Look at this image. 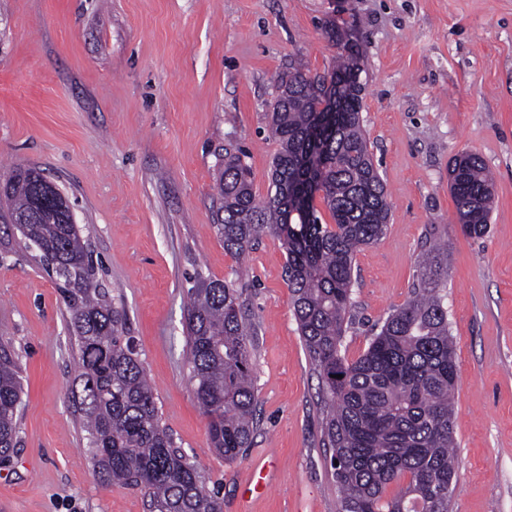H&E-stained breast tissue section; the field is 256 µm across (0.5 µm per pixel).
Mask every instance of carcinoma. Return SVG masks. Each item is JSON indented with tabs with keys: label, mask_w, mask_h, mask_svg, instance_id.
<instances>
[{
	"label": "carcinoma",
	"mask_w": 512,
	"mask_h": 512,
	"mask_svg": "<svg viewBox=\"0 0 512 512\" xmlns=\"http://www.w3.org/2000/svg\"><path fill=\"white\" fill-rule=\"evenodd\" d=\"M342 49L326 77L296 68L281 79L269 113L279 146L271 164L274 192L257 200L244 153L224 148L217 229L224 252L235 257L265 232L282 241L300 339L318 379L321 444L338 462L340 512H448L457 363L436 274L421 273L410 299L362 355L350 360L342 353L355 255L386 232L390 213L362 124V69L349 43ZM44 181L36 168H17L0 182V193L11 219L26 218L12 230L65 305L78 353L70 399L86 433L88 463L103 481L144 492L153 512H221L195 463L173 449L155 391L124 334L125 315L101 286L79 225L68 223L56 201L35 206ZM448 183L462 232L486 234L494 191L484 161L457 154ZM317 199L334 223L321 222ZM188 296L190 383L208 420V448L233 462L257 429L254 328L233 281L198 278ZM22 395L15 351L0 336V463L17 443Z\"/></svg>",
	"instance_id": "1"
}]
</instances>
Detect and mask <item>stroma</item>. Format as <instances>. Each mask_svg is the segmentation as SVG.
<instances>
[{"label": "stroma", "instance_id": "1", "mask_svg": "<svg viewBox=\"0 0 512 512\" xmlns=\"http://www.w3.org/2000/svg\"><path fill=\"white\" fill-rule=\"evenodd\" d=\"M332 25L363 66V125L391 203L386 234L355 257L346 356L364 352L422 267L446 275L457 362L449 512H512V0H0V175L40 169L73 203L161 421L223 512H339L286 252L266 233L233 258L213 222L227 143L267 197L278 86L298 60L313 77L332 69ZM463 151L495 184L480 238L461 232L448 187ZM429 237L442 249L427 260ZM197 275L236 280L255 330L257 431L230 463L209 451L189 382ZM0 336L25 390L0 512H151L143 492L86 465L65 310L17 247L0 257ZM259 468L268 491L242 501Z\"/></svg>", "mask_w": 512, "mask_h": 512}]
</instances>
